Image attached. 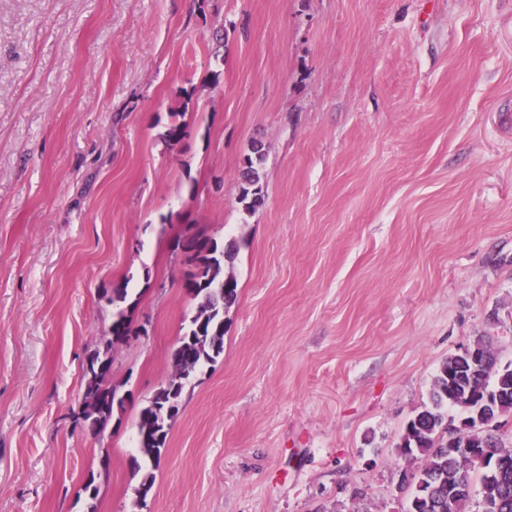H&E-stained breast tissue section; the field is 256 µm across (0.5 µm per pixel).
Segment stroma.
Segmentation results:
<instances>
[{
	"label": "stroma",
	"mask_w": 512,
	"mask_h": 512,
	"mask_svg": "<svg viewBox=\"0 0 512 512\" xmlns=\"http://www.w3.org/2000/svg\"><path fill=\"white\" fill-rule=\"evenodd\" d=\"M188 224L237 242L238 299L139 508ZM123 282L146 333L96 437ZM481 336L512 363V0H0V512H402L404 425ZM259 148L253 144L241 161L240 177L242 181L239 201L246 210L255 209L263 201L262 186L259 183L258 165L262 160ZM137 333L132 329L131 321L127 312L119 308L112 315V324L106 334V339L102 346L93 350L88 357H93L97 362L105 366L96 370L94 366L84 370V394L83 401L86 402V408L77 414L76 421L82 427L88 429L95 435L105 432L112 421L115 412H122L125 409L126 401L130 398L129 392H122L123 385L113 384L112 376V354L117 344H123L124 336H130ZM104 398L105 406L95 408L91 403L93 399Z\"/></svg>",
	"instance_id": "obj_1"
}]
</instances>
